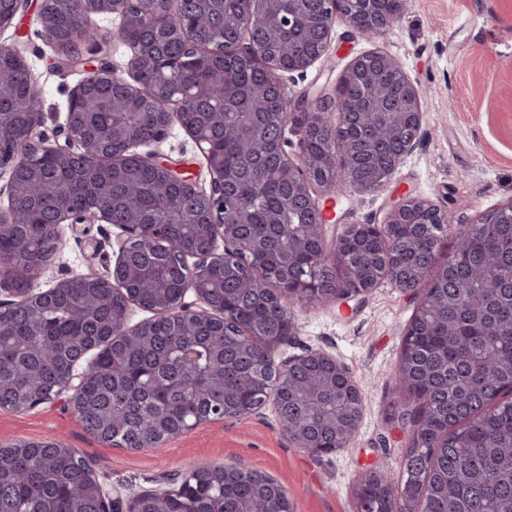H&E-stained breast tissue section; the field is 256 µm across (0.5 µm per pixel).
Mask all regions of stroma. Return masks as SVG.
Listing matches in <instances>:
<instances>
[{
    "mask_svg": "<svg viewBox=\"0 0 512 512\" xmlns=\"http://www.w3.org/2000/svg\"><path fill=\"white\" fill-rule=\"evenodd\" d=\"M41 0H29L20 24L0 29V43L16 48L41 92V132L54 142L65 125L81 68L60 67L43 35ZM87 42L92 56L127 70L129 46L116 37L118 16H94ZM378 49L394 58L422 92L420 138L382 190L351 191L320 206L332 223H381L393 201L410 195L473 222L512 200V0H407L401 18L372 39L335 19L324 55L305 73H282L289 99L335 93L348 61ZM463 88L457 99L451 89ZM162 160L210 192L211 176L195 140L180 124L152 145ZM63 245L37 284L48 288L116 261L120 231L111 224L63 225ZM410 297L382 281L363 301L336 306L299 304L295 334L274 349V359L322 350L344 364L363 393L362 418L348 448L317 457L282 430L273 401L240 418L207 422L158 446L117 448L88 433L65 401L24 413L0 408V446L22 440L58 442L86 458L100 480L122 498L163 487L169 475L194 463L245 467L270 476L288 492L291 512H354L357 479L377 472L390 486L402 478L411 442L408 426L391 419L395 368L414 313Z\"/></svg>",
    "mask_w": 512,
    "mask_h": 512,
    "instance_id": "35a3bbf8",
    "label": "stroma"
}]
</instances>
